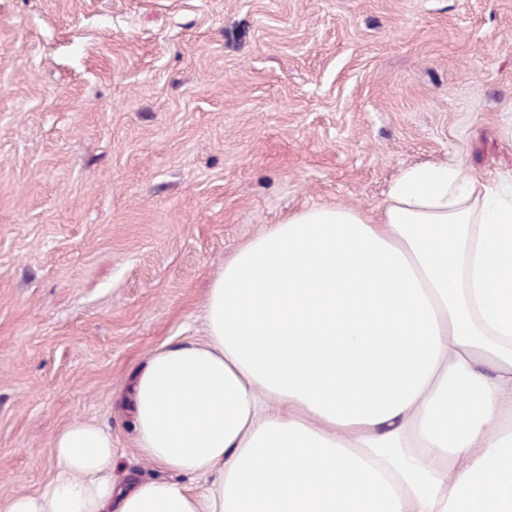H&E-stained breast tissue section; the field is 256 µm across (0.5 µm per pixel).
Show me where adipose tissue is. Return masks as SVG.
<instances>
[{
	"label": "adipose tissue",
	"instance_id": "obj_1",
	"mask_svg": "<svg viewBox=\"0 0 512 512\" xmlns=\"http://www.w3.org/2000/svg\"><path fill=\"white\" fill-rule=\"evenodd\" d=\"M207 335L132 386L144 456L194 478L112 484L78 421L1 512H512V178L414 165L376 214L315 206L224 263Z\"/></svg>",
	"mask_w": 512,
	"mask_h": 512
}]
</instances>
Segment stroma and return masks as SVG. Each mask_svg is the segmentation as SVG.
<instances>
[{
	"label": "stroma",
	"instance_id": "obj_1",
	"mask_svg": "<svg viewBox=\"0 0 512 512\" xmlns=\"http://www.w3.org/2000/svg\"><path fill=\"white\" fill-rule=\"evenodd\" d=\"M512 0H0V505L54 435L131 427L156 350L207 334L225 260L406 167L512 176Z\"/></svg>",
	"mask_w": 512,
	"mask_h": 512
}]
</instances>
